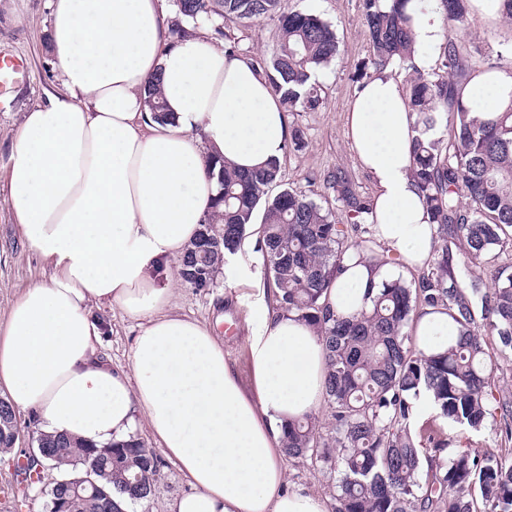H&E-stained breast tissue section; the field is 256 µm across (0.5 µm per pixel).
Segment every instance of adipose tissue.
<instances>
[{
    "instance_id": "ef3b65f1",
    "label": "adipose tissue",
    "mask_w": 512,
    "mask_h": 512,
    "mask_svg": "<svg viewBox=\"0 0 512 512\" xmlns=\"http://www.w3.org/2000/svg\"><path fill=\"white\" fill-rule=\"evenodd\" d=\"M51 50L63 86L23 116L14 136L7 201L47 282L15 304L0 343V389L38 428L105 447L145 420L189 490L173 512H327L286 490L285 425L319 408L326 363L320 337L275 308L264 285L248 293L255 396L241 389L210 325L173 307L174 270L213 211L207 161L239 170L282 158L281 99L253 60L229 51L207 24L170 36L163 0H52ZM413 63L434 69L439 14L409 0ZM160 81L173 120L155 121L143 89ZM512 72L476 73L463 100L500 112ZM416 115L391 69L348 103L347 136L373 187L368 217L381 254L350 250L330 288L337 315L368 307V292L423 267L435 226L411 174ZM135 320L129 366L100 350L92 307ZM431 354L458 334L447 311L420 309L409 326Z\"/></svg>"
}]
</instances>
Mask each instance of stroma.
<instances>
[{"instance_id":"obj_1","label":"stroma","mask_w":512,"mask_h":512,"mask_svg":"<svg viewBox=\"0 0 512 512\" xmlns=\"http://www.w3.org/2000/svg\"><path fill=\"white\" fill-rule=\"evenodd\" d=\"M288 6L332 25L341 53L312 76L320 93L318 108H296L287 114L289 129L302 131L304 144L299 149L287 148L282 159V185L338 212L342 204L335 189L325 182L331 173L342 172L360 196H373L369 177L352 157L345 124L347 103L358 88L354 77L369 57L368 32L359 0H288ZM443 30L445 39L470 50L471 72L492 68L512 71V22L491 21L471 11L464 23L444 22ZM50 31L48 0H0V56L22 57L29 71L28 78L16 83L8 97L0 100V340L7 332L13 305L28 288L48 279L44 264L17 229L6 200L5 182L14 135L24 112L60 88L52 66ZM223 41L253 58L260 68H267L277 46L276 22L269 18L225 21ZM243 276L263 281L261 252L242 250L226 259L214 287L197 289L176 282L174 303L182 314L214 326L241 385L248 390L252 383L245 290L237 285ZM94 315L103 325L102 352L113 364L129 365L138 332L135 321L116 308L98 309ZM17 418L22 434L11 453L0 454V489L6 492L5 499L0 500V512H47L53 473H45L36 481L20 467L33 446L37 419L28 412L18 413ZM286 466L288 489L309 492L325 500L330 510L334 508L335 473L305 460L290 459ZM187 489L178 468L163 461L152 496L132 503V512H172L176 498Z\"/></svg>"}]
</instances>
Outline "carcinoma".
<instances>
[{
	"label": "carcinoma",
	"mask_w": 512,
	"mask_h": 512,
	"mask_svg": "<svg viewBox=\"0 0 512 512\" xmlns=\"http://www.w3.org/2000/svg\"><path fill=\"white\" fill-rule=\"evenodd\" d=\"M408 0H362L372 68L396 65L405 72L420 136L413 145L412 175L436 225L434 247L419 273L382 284L370 306L338 316L327 291L347 251L345 230L335 212L288 189L281 161L242 173L222 159L208 161L218 173L216 210L200 225L181 260V279L210 287L227 256L253 233L264 204L259 245L265 283L277 308L297 312L318 332L325 350L324 403L330 437L317 435L309 414L284 429L290 459L310 460L334 471L335 512H512V460L479 453L447 434L448 425L480 430L500 423L512 436V397L493 392L492 353L512 355V267L489 270V279H463L458 256L495 259L512 241V93L494 115L460 98L466 56L448 43L441 67L430 73L412 63ZM172 34L200 20L277 21L276 52L267 74L285 109H314L320 101L312 74L339 53L334 29L320 17L288 9L287 0H174ZM436 12L461 23L468 0H435ZM146 103L167 117L161 89L152 85ZM437 126L446 133L427 138ZM336 191L355 230L372 235V204L341 176ZM423 307L444 308L458 326L455 343L426 355L406 328ZM427 393L433 410L419 433L410 429V398ZM48 449L43 469L75 471L53 483L47 509L56 512H121L116 497L149 499L160 472L157 456L135 438L97 458L90 446L64 436H42Z\"/></svg>",
	"instance_id": "carcinoma-1"
}]
</instances>
